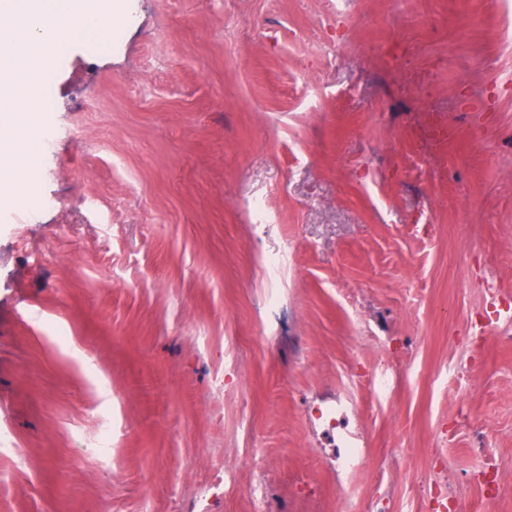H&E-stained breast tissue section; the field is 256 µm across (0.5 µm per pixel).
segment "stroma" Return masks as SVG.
I'll return each instance as SVG.
<instances>
[{"label":"stroma","instance_id":"stroma-1","mask_svg":"<svg viewBox=\"0 0 512 512\" xmlns=\"http://www.w3.org/2000/svg\"><path fill=\"white\" fill-rule=\"evenodd\" d=\"M129 12L0 211V512H512V0Z\"/></svg>","mask_w":512,"mask_h":512}]
</instances>
